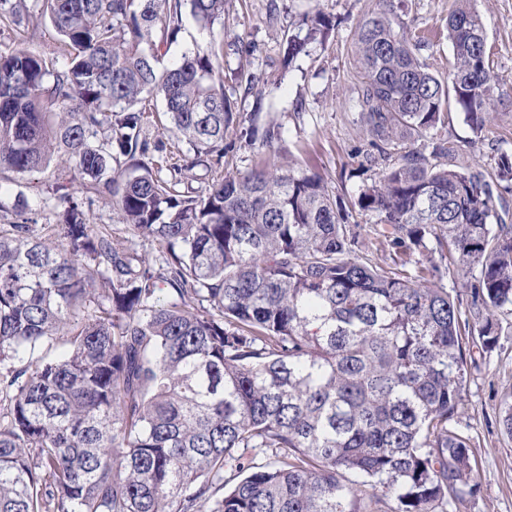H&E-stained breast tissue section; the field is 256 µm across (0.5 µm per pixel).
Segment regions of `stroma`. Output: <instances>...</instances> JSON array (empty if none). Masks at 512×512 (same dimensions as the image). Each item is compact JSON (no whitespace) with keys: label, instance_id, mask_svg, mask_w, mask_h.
Wrapping results in <instances>:
<instances>
[{"label":"stroma","instance_id":"stroma-1","mask_svg":"<svg viewBox=\"0 0 512 512\" xmlns=\"http://www.w3.org/2000/svg\"><path fill=\"white\" fill-rule=\"evenodd\" d=\"M453 0H388L387 7L407 34L421 41L420 57L433 73L446 75L452 58L446 19ZM482 15L487 51L494 72L512 84V0H473ZM376 0H226L224 4V91L237 112L261 111L280 126L282 139L273 159L282 168H303L321 175L329 189L352 195L362 184L352 176L351 156L364 146L362 132L350 122L355 109L358 65L353 52L360 21ZM330 15L335 27L309 55L284 65L285 34L307 12ZM256 78L247 91L245 74ZM494 119L483 140H476L463 114H456L447 136L458 144L475 143L476 159L492 168L498 150L512 149V93L496 101ZM78 188L69 169L52 167L27 176L22 190L38 221L55 223L53 211L40 209L56 185ZM512 403V316L502 319L499 342L488 356L470 365L457 420L470 437L471 479L477 497L460 512H512V438L499 424L503 403Z\"/></svg>","mask_w":512,"mask_h":512}]
</instances>
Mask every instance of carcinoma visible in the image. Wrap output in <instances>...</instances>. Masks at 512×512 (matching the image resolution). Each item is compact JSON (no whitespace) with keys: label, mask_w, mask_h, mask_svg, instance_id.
I'll return each instance as SVG.
<instances>
[{"label":"carcinoma","mask_w":512,"mask_h":512,"mask_svg":"<svg viewBox=\"0 0 512 512\" xmlns=\"http://www.w3.org/2000/svg\"><path fill=\"white\" fill-rule=\"evenodd\" d=\"M36 10L61 56L32 33L0 52V196L14 195L0 223V512H446L475 494L455 426L463 337L488 353L512 315V223L494 197L512 153L489 172L434 134L452 104L482 133L503 95L470 0L448 15L444 78L386 8L359 25L368 181L348 205L276 167L280 127L233 111L224 0H0V22ZM188 15L205 43L159 66ZM305 25L290 62L333 28L322 12ZM232 126L269 155L182 191L185 173L222 165ZM167 132L188 145L177 158ZM55 158L86 196L45 199L57 221L39 224L14 187ZM96 198L117 225L87 223ZM355 208L393 255L428 264L402 274L359 255ZM460 274L465 305L442 285ZM30 29L36 28V39L34 47L43 53L47 58H53L59 52L57 35L47 18L41 17L38 13L30 18Z\"/></svg>","instance_id":"carcinoma-1"}]
</instances>
